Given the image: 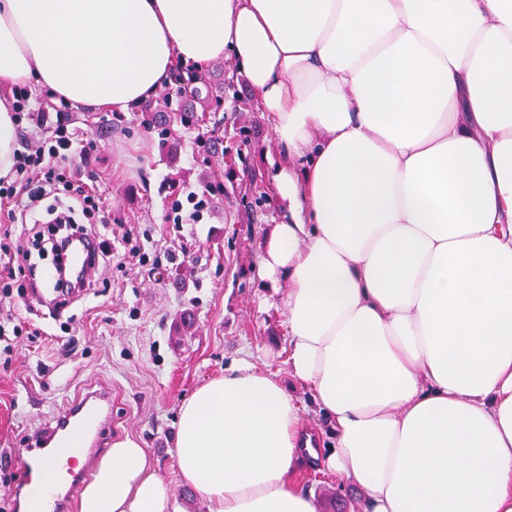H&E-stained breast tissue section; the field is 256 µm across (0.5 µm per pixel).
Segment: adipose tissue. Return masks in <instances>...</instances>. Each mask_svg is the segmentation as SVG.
<instances>
[{"label": "adipose tissue", "instance_id": "obj_1", "mask_svg": "<svg viewBox=\"0 0 512 512\" xmlns=\"http://www.w3.org/2000/svg\"><path fill=\"white\" fill-rule=\"evenodd\" d=\"M230 59L283 148L259 272L360 512H512V0H0V87L130 111ZM207 512H319L311 438L243 357L185 398ZM132 438L81 512H168Z\"/></svg>", "mask_w": 512, "mask_h": 512}]
</instances>
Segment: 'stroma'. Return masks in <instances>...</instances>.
<instances>
[{
    "label": "stroma",
    "instance_id": "1",
    "mask_svg": "<svg viewBox=\"0 0 512 512\" xmlns=\"http://www.w3.org/2000/svg\"><path fill=\"white\" fill-rule=\"evenodd\" d=\"M206 77L233 84L240 97L225 105L224 153L249 141L251 166L267 171V158H280L282 150L266 112L248 104L249 87L232 62H211ZM67 110L81 138L96 143L99 161L83 180L112 218L106 229L112 254L90 288L54 305L37 301L31 291L42 282L46 260L34 255L16 263L15 282L26 291L13 304L26 324L14 352L0 353V451L25 447L86 389H107L113 435L134 438L147 450L155 475L171 491V512H206L194 488L182 482L174 455L178 409L240 357L287 379L286 316L267 303L258 268L262 231L281 219V207L272 198L252 212L249 203L258 192L237 168L203 223H169L173 200L166 181L174 177L202 188L211 172L223 169L224 154L199 155L197 130L183 128L180 154L171 164L136 112L75 103ZM70 202V192L61 189L32 212L17 200L0 204V235L29 234L34 223L49 221ZM128 232L143 243L145 263L128 258L122 240ZM184 312L194 315L195 326L181 334L176 320ZM298 478L321 512H357V487L311 467Z\"/></svg>",
    "mask_w": 512,
    "mask_h": 512
}]
</instances>
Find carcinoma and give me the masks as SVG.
Segmentation results:
<instances>
[{
    "instance_id": "cac0c4a2",
    "label": "carcinoma",
    "mask_w": 512,
    "mask_h": 512,
    "mask_svg": "<svg viewBox=\"0 0 512 512\" xmlns=\"http://www.w3.org/2000/svg\"><path fill=\"white\" fill-rule=\"evenodd\" d=\"M227 93L224 87L207 82L202 71L177 61L173 65L170 83L160 99H148L140 106L139 124L157 133L158 144L168 159L176 158L180 137L173 127L177 122L183 127L206 128L207 136L199 141L204 152L210 153L224 145V111Z\"/></svg>"
}]
</instances>
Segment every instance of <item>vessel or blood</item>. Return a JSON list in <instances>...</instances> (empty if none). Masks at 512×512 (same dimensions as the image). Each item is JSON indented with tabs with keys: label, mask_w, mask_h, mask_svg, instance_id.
<instances>
[{
	"label": "vessel or blood",
	"mask_w": 512,
	"mask_h": 512,
	"mask_svg": "<svg viewBox=\"0 0 512 512\" xmlns=\"http://www.w3.org/2000/svg\"><path fill=\"white\" fill-rule=\"evenodd\" d=\"M94 248L91 239L81 237L68 253L69 263L79 279H86L92 268ZM111 429L112 395L102 389L87 391L45 424L43 440H57V457L70 459L72 465L65 484L60 490L40 497L36 512H73L80 490L91 482L95 465L111 442ZM0 458L19 467L23 484L51 487L55 480L53 467H34L19 449L2 452Z\"/></svg>",
	"instance_id": "obj_1"
}]
</instances>
